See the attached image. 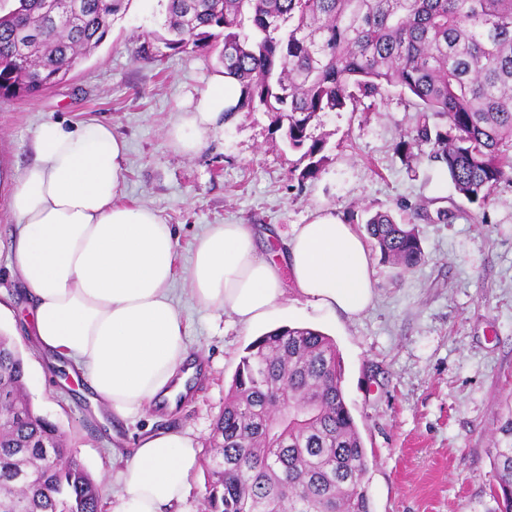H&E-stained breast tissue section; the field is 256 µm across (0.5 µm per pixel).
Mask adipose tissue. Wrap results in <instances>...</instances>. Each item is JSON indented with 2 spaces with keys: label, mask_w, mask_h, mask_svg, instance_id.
I'll return each instance as SVG.
<instances>
[{
  "label": "adipose tissue",
  "mask_w": 512,
  "mask_h": 512,
  "mask_svg": "<svg viewBox=\"0 0 512 512\" xmlns=\"http://www.w3.org/2000/svg\"><path fill=\"white\" fill-rule=\"evenodd\" d=\"M239 87L212 71L180 105L171 147L194 156L235 106ZM32 164L0 166L15 219L10 267L27 291L36 346L72 362L94 402L120 418L182 391L188 332L175 297L177 238L146 206L122 204L128 146L111 125L36 128ZM191 299L246 329L284 311L288 290L326 314L355 318L374 296L369 251L354 225L326 211L268 236L257 248L248 224H212L197 238L187 270ZM200 467L193 438L143 436L117 473L112 512H170Z\"/></svg>",
  "instance_id": "ef3b65f1"
}]
</instances>
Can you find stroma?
<instances>
[{
  "label": "stroma",
  "instance_id": "1",
  "mask_svg": "<svg viewBox=\"0 0 512 512\" xmlns=\"http://www.w3.org/2000/svg\"><path fill=\"white\" fill-rule=\"evenodd\" d=\"M165 16L166 0H129L65 82L0 101V158L29 165L30 138L48 121L68 129L110 124L128 143L124 202L152 208L174 228L183 270L210 224L283 235L319 209L344 220L352 210L395 213L403 204L420 213L428 260L402 280L372 260L375 299L358 318H326L292 291L285 320L250 330L198 308L177 280L205 378L174 411L122 419L94 409L88 383L71 377L69 362L52 364L35 349L26 300L8 268L15 220L1 193L0 331L26 361L35 411L57 424L97 483L101 512H112L114 474L142 435L173 429L205 447L246 347L282 322L324 332L339 351L345 400L371 460V512H503L492 457L507 445L500 428L512 417V183L497 185L481 206L457 193L437 164H406L394 144L414 126L416 107L394 87L374 106L319 114L309 132L324 138L326 162L312 180L297 181L300 152L260 112L236 113L196 156L176 153L165 131L178 104L219 64L191 50L160 62L136 58L138 36L163 34ZM440 210L447 222L437 221Z\"/></svg>",
  "mask_w": 512,
  "mask_h": 512
}]
</instances>
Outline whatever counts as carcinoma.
<instances>
[{
    "mask_svg": "<svg viewBox=\"0 0 512 512\" xmlns=\"http://www.w3.org/2000/svg\"><path fill=\"white\" fill-rule=\"evenodd\" d=\"M129 0H0V99L37 96L108 36ZM165 34L136 56L218 52L239 86L224 112H263L316 177L324 141L311 122L396 87L417 100L396 149L426 145L456 191L488 202L512 182V0H167ZM445 123L439 125L433 119ZM364 228L404 278L427 256L418 225L376 211ZM333 340L280 327L246 347L209 438L205 512H370L369 458L345 401ZM288 390L285 415L272 394ZM494 467L512 512V444ZM0 512H99L85 468L58 426L33 409L22 355L0 333Z\"/></svg>",
    "mask_w": 512,
    "mask_h": 512,
    "instance_id": "cac0c4a2",
    "label": "carcinoma"
}]
</instances>
